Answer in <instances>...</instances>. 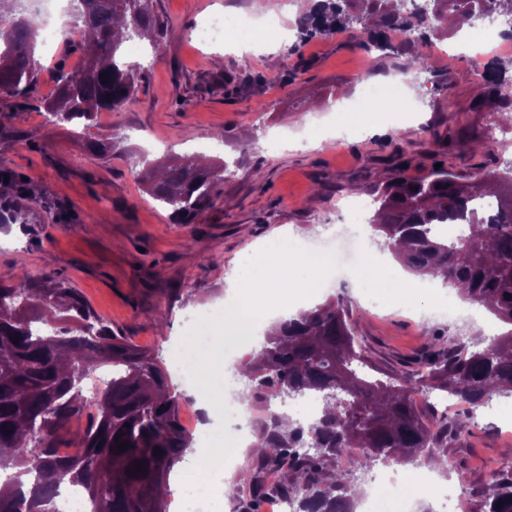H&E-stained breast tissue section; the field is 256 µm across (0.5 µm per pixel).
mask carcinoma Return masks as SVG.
Instances as JSON below:
<instances>
[{"label":"carcinoma","instance_id":"obj_1","mask_svg":"<svg viewBox=\"0 0 512 512\" xmlns=\"http://www.w3.org/2000/svg\"><path fill=\"white\" fill-rule=\"evenodd\" d=\"M22 2L9 0L0 12V95L25 97L36 84L34 21ZM151 2L75 0L84 62L78 70L59 67L56 93L44 103L47 121L89 128L98 113L134 94L138 76L121 61V48L135 37L161 33ZM489 13L506 18L512 36V0H433L427 15L409 11L406 0H318L299 17L297 29L302 40L348 31L368 51L415 53L410 67L427 71L418 46L453 38ZM509 66L512 61L497 62L483 78L499 111L512 113ZM228 167L186 154L149 166L143 183L177 223L190 224L212 206ZM2 181L17 195L29 192L7 169L0 170ZM371 195L378 207L370 224L396 260L416 276L443 275L461 295L512 326V161L490 175L464 177L442 167L420 180L401 166ZM483 197L497 199L498 207L485 214L475 209ZM457 221L469 233L456 242L431 231L433 224ZM351 309V299L338 294L281 321L262 352L244 364L250 386L240 393L242 402L317 397L321 408L307 428L294 421L285 426L279 414L260 426L264 448L248 488L233 493L240 512H260L270 494L292 501L295 512H356L362 498L357 484L326 466L337 453L349 450L363 472L377 460H439L440 449L466 432L468 420L434 422L416 396L438 390L482 407L512 395V330L482 350L437 335L387 380H367L356 370L367 357L350 323ZM103 365L112 367V377L98 392L88 426L74 430L72 422L86 410L83 379ZM180 405L181 393L161 358L114 336L70 289L0 283V448L12 449L0 454V469L13 471L0 485V512H57L54 499L63 485L81 489L92 512H167L170 474L194 445L180 422ZM63 433L86 448L83 456L57 454ZM120 440L127 442L124 451L116 449ZM137 462L143 467L134 475ZM268 472L283 480L268 484ZM24 475L34 478L29 496L21 490ZM480 497L483 512H512V469H491Z\"/></svg>","mask_w":512,"mask_h":512}]
</instances>
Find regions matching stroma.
Returning a JSON list of instances; mask_svg holds the SVG:
<instances>
[{"label": "stroma", "mask_w": 512, "mask_h": 512, "mask_svg": "<svg viewBox=\"0 0 512 512\" xmlns=\"http://www.w3.org/2000/svg\"><path fill=\"white\" fill-rule=\"evenodd\" d=\"M163 35L151 46L126 42L123 56L140 73L139 86L119 109L100 113L96 126L75 133L47 123L42 105L55 92L58 66L73 69L80 52L60 43L37 45V91L27 101L0 96L6 132L0 168L33 185L15 198L24 221L0 228V282L52 279L76 289L84 303L126 342L170 360L185 335L186 319L218 308L235 284L241 263L274 234L311 241L333 226L336 210L364 201L373 186L406 162L422 177L434 164L460 175L486 173L512 159V127L475 72L472 53L428 44L432 71L407 89L419 109L416 122L390 123L355 113L364 134L316 141L331 102L357 100L361 73L391 84L407 59L350 45L347 35L281 41L275 24L258 32L266 46L240 54L221 43L198 41L195 30L224 12L263 18L280 14V0H153ZM236 89L225 93V78ZM223 139H216V132ZM114 137L108 157L86 144ZM208 150L230 161L214 205L195 223H175L144 190L138 173L166 154ZM353 300V318L368 350L372 376L416 355L440 333L470 341L476 325L470 302L456 314H429V300L414 312L382 290V311L369 309L356 286L337 284ZM512 396L498 397L473 415L468 432L448 450L451 483L466 512H479L477 489L489 481V463L512 462Z\"/></svg>", "instance_id": "35a3bbf8"}]
</instances>
